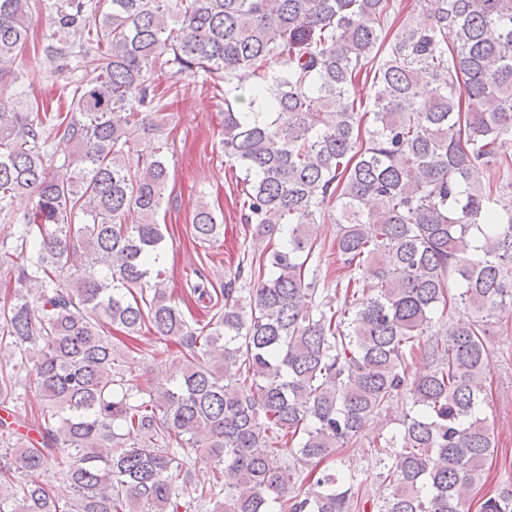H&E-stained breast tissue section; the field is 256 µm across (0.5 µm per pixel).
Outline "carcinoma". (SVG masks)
<instances>
[{
    "instance_id": "carcinoma-1",
    "label": "carcinoma",
    "mask_w": 512,
    "mask_h": 512,
    "mask_svg": "<svg viewBox=\"0 0 512 512\" xmlns=\"http://www.w3.org/2000/svg\"><path fill=\"white\" fill-rule=\"evenodd\" d=\"M418 3L422 20L395 0H0V65L42 20L70 99L0 100V216L31 199L0 244L20 260L0 410L28 378L42 396L28 433L0 417V512H366L356 476L321 465L404 391L403 432L370 450L371 512H512L469 497L496 447L486 336L512 313V0ZM198 76L224 93L251 238L245 282L202 320L184 309L209 275L168 291L156 221L166 110ZM326 216L342 275L321 273ZM192 229L222 232L204 199ZM460 304L475 319L446 321ZM145 329L186 349L167 386L124 368ZM188 449L203 485L173 481Z\"/></svg>"
}]
</instances>
